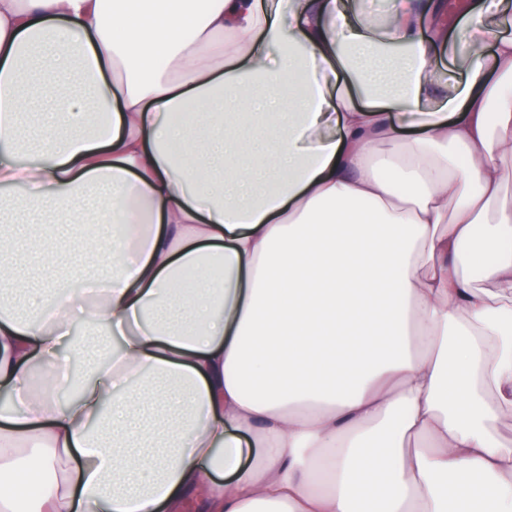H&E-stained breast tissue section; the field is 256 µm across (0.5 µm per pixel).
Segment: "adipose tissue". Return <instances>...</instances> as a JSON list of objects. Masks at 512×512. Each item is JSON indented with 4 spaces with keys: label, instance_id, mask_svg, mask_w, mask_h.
<instances>
[{
    "label": "adipose tissue",
    "instance_id": "adipose-tissue-1",
    "mask_svg": "<svg viewBox=\"0 0 512 512\" xmlns=\"http://www.w3.org/2000/svg\"><path fill=\"white\" fill-rule=\"evenodd\" d=\"M511 12L0 0V212L68 222L102 185L115 228L108 262L89 233L73 260L30 242L69 281L0 311V476L32 512H512ZM78 325L112 341L84 379Z\"/></svg>",
    "mask_w": 512,
    "mask_h": 512
}]
</instances>
